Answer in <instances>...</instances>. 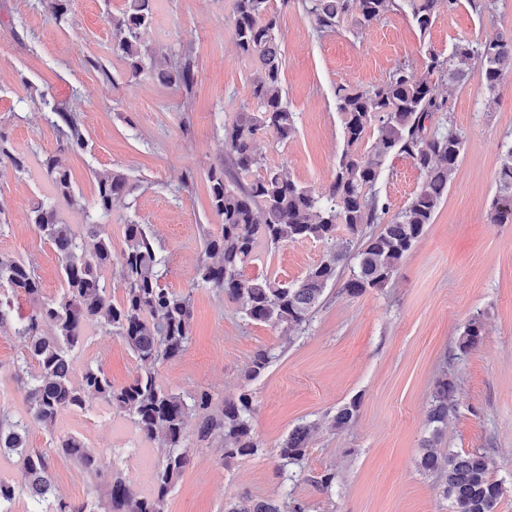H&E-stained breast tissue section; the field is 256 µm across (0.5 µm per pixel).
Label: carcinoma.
<instances>
[{
    "label": "carcinoma",
    "instance_id": "cac0c4a2",
    "mask_svg": "<svg viewBox=\"0 0 512 512\" xmlns=\"http://www.w3.org/2000/svg\"><path fill=\"white\" fill-rule=\"evenodd\" d=\"M40 2L57 24L67 22V0ZM302 2L318 32L330 31L346 21L356 30L363 29L396 6L395 0ZM402 2L422 32L431 25L439 7L451 12L459 6V0ZM152 18L153 0H127L121 16L112 18V50L125 61L131 79L150 68L164 85L192 87L194 72L187 52L158 62L143 42ZM276 29V16L268 11V0H235L236 45L256 62L257 69L253 104L224 126V147L233 168L241 172L260 170L262 174L242 187L227 178L224 167L210 170V204L221 224L219 232L206 240L198 279L203 287L237 304L246 319L288 331L309 320L328 285L336 282L341 263L355 261L351 276L342 285V291L350 296L381 288L396 274L447 195L464 148L462 135L452 125L435 119V114L447 111V106L435 96L432 77L445 71L448 80L460 83L479 67L487 89L494 90L505 74L512 73V32H499L475 43L460 40L446 58L428 48L420 73L402 65L381 84L338 87L336 108L342 117L344 150L328 192L322 195L296 183L284 170L266 166L256 149L264 135L284 141L296 131L294 112L283 94V58ZM51 114L52 125L60 133V149L84 148L86 139L74 113L55 105ZM372 134L376 135L372 153H360V145ZM392 153L412 158L424 179L409 205L387 222V203L378 196L375 185L385 158ZM2 160L18 172L27 170L26 158L10 149L7 136L0 131ZM41 169L55 196L33 201L29 223L55 248L62 287L56 297L43 299L32 265L20 257L0 255V333L23 343L16 376L23 383L28 404L26 417L0 418V453L15 455L20 463L17 481H0V512H11L15 498L22 494L38 504L49 500L53 485L49 457L28 447L29 426H50L63 411L85 409L88 395L101 398L126 416L142 439L160 444L163 454L153 469L148 493L140 492L122 469L115 468L104 478L103 497L98 502L72 508L60 500L53 512H167V497L190 463L191 416L199 418L197 441H224V466L262 452L253 434L254 397L243 390L224 399L216 409L208 390L185 397L158 381L156 366L180 357L190 341L192 292H177L163 283L166 264L162 249L143 224L130 220L123 225L126 247L115 258L104 225L92 221L86 229L94 243L87 248L85 236L65 223L58 210L59 199L86 210L71 173L56 155L45 157ZM95 182L93 208L101 219L111 217L113 204L136 189L119 171L99 172ZM490 221L512 223V146L502 152ZM373 224L380 229L366 233ZM340 225L347 238L338 250L336 232ZM301 239L330 246L326 259L301 280L281 284L267 278H242L241 271L253 260L259 243L277 245ZM114 263L119 265L123 286L119 300L112 299L103 278ZM21 294L32 303L24 316L14 314L13 298ZM92 326L119 337L139 362V369L125 384L114 385L99 365L85 366L81 383L74 384L75 355ZM482 338L483 321L476 315L466 324L458 347L465 352L477 347ZM454 391V382L446 377L436 384L427 417L430 434L423 441L418 468L440 475L450 512H494L506 487L493 478L491 458L479 451L444 452L437 448ZM359 407L356 399L345 404L333 417V427H348ZM314 429L315 425L304 424L289 432L276 448L275 464L283 470L301 464ZM50 447L73 458L88 473L100 476L96 457L81 437L58 435L51 438ZM224 512H310V504L284 496L255 499L242 507L232 499L224 502Z\"/></svg>",
    "mask_w": 512,
    "mask_h": 512
}]
</instances>
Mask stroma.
Returning a JSON list of instances; mask_svg holds the SVG:
<instances>
[{
    "mask_svg": "<svg viewBox=\"0 0 512 512\" xmlns=\"http://www.w3.org/2000/svg\"><path fill=\"white\" fill-rule=\"evenodd\" d=\"M68 25L43 10L40 0H0V131L28 169L0 167V254L34 266L44 299L61 289L60 261L50 242L28 220L33 199L52 195L40 163L60 155L85 206L92 205L95 175L126 174L137 190L112 208L105 230L112 252L124 247L121 225H148L167 259L164 284L192 291L191 340L177 359L156 368L158 381L181 394L208 389L215 399L251 391L257 405L254 434L262 455L223 466L224 443L189 440L191 462L168 497V512H224L229 499L291 493L312 512H448L441 480L419 470L421 443L429 435L427 414L437 381L456 390L439 448L479 450L494 462L493 476L507 487L495 512H512V223L489 219L504 144L512 143V74L487 90L480 68L460 84L434 75L438 98L449 107L464 152L448 194L423 236L381 289L350 297L341 264L309 321L283 333L243 318L235 304L198 283L206 233L220 220L208 197V173L226 157L224 127L252 102L256 64L243 56L233 34L234 0H155L143 40L156 57L189 51L195 73L191 90L161 85L151 72L130 81L112 52L110 19L124 0H68ZM284 66L282 87L296 117L284 142L262 138L268 165L284 168L300 185L323 192L343 150L335 91L385 82L401 65L423 69V48L449 54L460 40H484L512 29V0H496L479 15L461 0L440 9L427 30L407 11L392 9L370 27L342 25L316 32L301 0H270ZM79 119L84 149L60 152L50 103ZM423 174L413 160L391 154L375 189L390 213L405 209ZM329 254L326 243L303 239L259 245L246 265L247 279L291 283ZM481 315V344L461 352L467 321ZM270 349L275 360L259 375L249 368L255 353ZM21 342L0 334V415H25L24 391L15 378ZM102 366L124 384L138 363L116 336L89 330L74 367ZM358 417L343 430L329 419L352 399ZM315 422L302 464L285 477L268 457L288 431ZM81 436L101 471L119 467L150 489L161 450L143 440L131 421L98 398L85 409L62 413L55 424L32 425L29 447L47 450L53 435ZM55 493L73 504L96 501L100 480L68 458L52 454ZM335 475L330 493L314 479Z\"/></svg>",
    "mask_w": 512,
    "mask_h": 512,
    "instance_id": "1",
    "label": "stroma"
}]
</instances>
